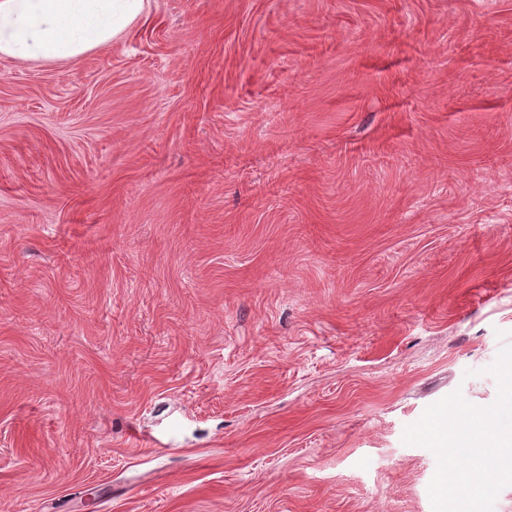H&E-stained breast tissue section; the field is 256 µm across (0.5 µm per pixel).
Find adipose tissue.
Returning a JSON list of instances; mask_svg holds the SVG:
<instances>
[{"label": "adipose tissue", "mask_w": 512, "mask_h": 512, "mask_svg": "<svg viewBox=\"0 0 512 512\" xmlns=\"http://www.w3.org/2000/svg\"><path fill=\"white\" fill-rule=\"evenodd\" d=\"M149 0H0V56L75 63L126 39Z\"/></svg>", "instance_id": "obj_1"}]
</instances>
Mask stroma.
<instances>
[{
	"instance_id": "obj_1",
	"label": "stroma",
	"mask_w": 512,
	"mask_h": 512,
	"mask_svg": "<svg viewBox=\"0 0 512 512\" xmlns=\"http://www.w3.org/2000/svg\"><path fill=\"white\" fill-rule=\"evenodd\" d=\"M507 345L512 0L0 58V512H433L404 432Z\"/></svg>"
}]
</instances>
